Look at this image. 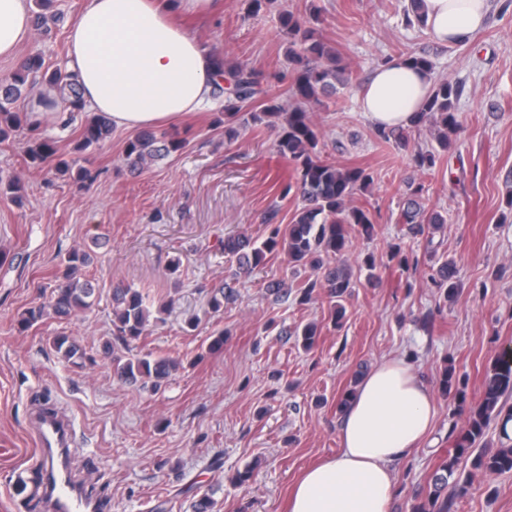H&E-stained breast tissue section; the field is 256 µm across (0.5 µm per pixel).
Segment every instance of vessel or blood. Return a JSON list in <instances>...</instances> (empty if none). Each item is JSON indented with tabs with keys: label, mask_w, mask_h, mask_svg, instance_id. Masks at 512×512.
I'll return each instance as SVG.
<instances>
[{
	"label": "vessel or blood",
	"mask_w": 512,
	"mask_h": 512,
	"mask_svg": "<svg viewBox=\"0 0 512 512\" xmlns=\"http://www.w3.org/2000/svg\"><path fill=\"white\" fill-rule=\"evenodd\" d=\"M75 422L49 409L35 418L33 434L40 458L49 462L43 468L34 500L48 502L52 512H105L104 499L79 487L69 464Z\"/></svg>",
	"instance_id": "vessel-or-blood-1"
}]
</instances>
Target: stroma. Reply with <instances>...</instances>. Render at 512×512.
<instances>
[{"instance_id": "obj_1", "label": "stroma", "mask_w": 512, "mask_h": 512, "mask_svg": "<svg viewBox=\"0 0 512 512\" xmlns=\"http://www.w3.org/2000/svg\"><path fill=\"white\" fill-rule=\"evenodd\" d=\"M84 0H51L58 21L50 35L34 33L46 67L67 59V26ZM321 11V28L352 71V87L314 110L320 147L337 164L361 166L373 181L356 194L368 205L372 237L347 229L339 261L356 283L342 327L328 306L303 305L299 288L314 272L292 271L275 259L249 276H235L225 258V235L263 239V217L277 209L289 224L299 208L280 183L294 171L275 151L277 128L233 120L224 136V100L172 123L187 144L135 171L124 161L131 134L112 130L100 144L77 150V126L46 118L41 137L55 141L60 158L97 171L93 183L31 165L32 135L20 125L0 142V177L18 179L23 204L0 195V512H23L20 480L36 458L30 415L40 405L69 412L81 434L76 474L110 512H188L193 496L214 488V512H283L289 487L310 463L339 447L337 401L359 375L388 356H401L430 385L437 416L421 448L395 466L391 512H409L426 493L439 459L453 447L483 393L487 371L512 346V0H490L488 19L464 44L435 42L426 29L405 23L408 0H276L258 15L247 0H222L215 15L192 21L188 32L229 60L265 75L290 74L288 42L278 10ZM430 50L434 77L462 83V127L441 167L414 168L412 148L434 146L428 130L409 147L384 141L365 117L360 95L374 69L396 55ZM425 185L426 206L447 212L432 239L398 221L408 180ZM91 254L83 268L92 281L90 310L69 319H44L21 329L26 309L45 301L74 250ZM374 256L376 278L365 259ZM456 263L459 293L440 303L431 280L445 259ZM287 281V296L270 290ZM129 285L156 302L171 301L131 345L141 357L182 359L159 392L119 382L101 357L112 336V289ZM224 289V309L212 313L210 292ZM315 323L317 343L304 350L296 326ZM224 333L221 350L209 351ZM69 337L95 365L65 362L53 339ZM464 381V397L439 385L445 364ZM254 465L249 482L230 477ZM465 495L451 512H512V472L470 470Z\"/></svg>"}]
</instances>
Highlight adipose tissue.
<instances>
[{
	"label": "adipose tissue",
	"mask_w": 512,
	"mask_h": 512,
	"mask_svg": "<svg viewBox=\"0 0 512 512\" xmlns=\"http://www.w3.org/2000/svg\"><path fill=\"white\" fill-rule=\"evenodd\" d=\"M214 0H85L68 29L67 68L86 108L125 130L155 127L203 110L212 100L217 54L175 18L201 16ZM425 27L441 43L468 39L488 16V0H422ZM30 0H0V61L30 42ZM432 86L402 58L380 64L361 93L378 128L408 125ZM431 389L409 363L376 364L342 409L336 455L305 468L286 512H390L394 465L421 447L434 428Z\"/></svg>",
	"instance_id": "1"
}]
</instances>
